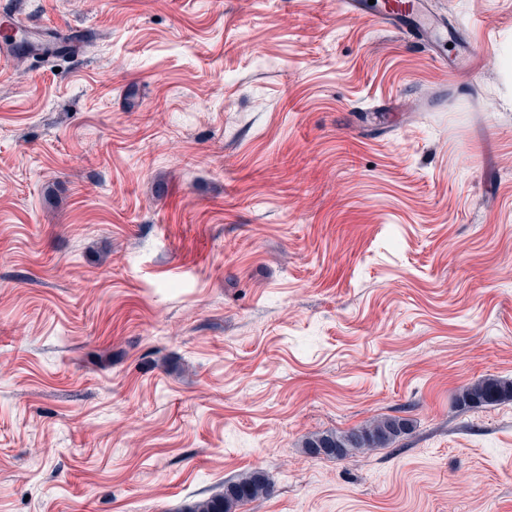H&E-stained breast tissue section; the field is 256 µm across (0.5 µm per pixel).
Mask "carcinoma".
I'll return each instance as SVG.
<instances>
[{
    "mask_svg": "<svg viewBox=\"0 0 512 512\" xmlns=\"http://www.w3.org/2000/svg\"><path fill=\"white\" fill-rule=\"evenodd\" d=\"M512 399V380L489 375L462 387L455 395L459 408L489 405ZM412 421L400 416H381L346 430L315 433L303 442L315 457L345 459L356 453L388 448L410 433ZM273 492L269 478L260 470H249L224 483L213 494L193 501L186 512H237L249 503L265 499Z\"/></svg>",
    "mask_w": 512,
    "mask_h": 512,
    "instance_id": "1",
    "label": "carcinoma"
}]
</instances>
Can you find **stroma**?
Masks as SVG:
<instances>
[{"label": "stroma", "mask_w": 512, "mask_h": 512, "mask_svg": "<svg viewBox=\"0 0 512 512\" xmlns=\"http://www.w3.org/2000/svg\"><path fill=\"white\" fill-rule=\"evenodd\" d=\"M426 8L0 0L87 37L0 69V512H512V0ZM375 15L388 23H401L403 19H415L424 11L423 0H381L372 6ZM512 399V380L489 375L462 387L455 395L458 408L489 405L503 399ZM412 421L400 416H381L346 430L307 436L303 448L315 457L345 459L356 453L390 448L411 431ZM273 487L260 470H249L224 482L213 494L193 501L185 512H236L239 508L269 497Z\"/></svg>", "instance_id": "stroma-1"}]
</instances>
